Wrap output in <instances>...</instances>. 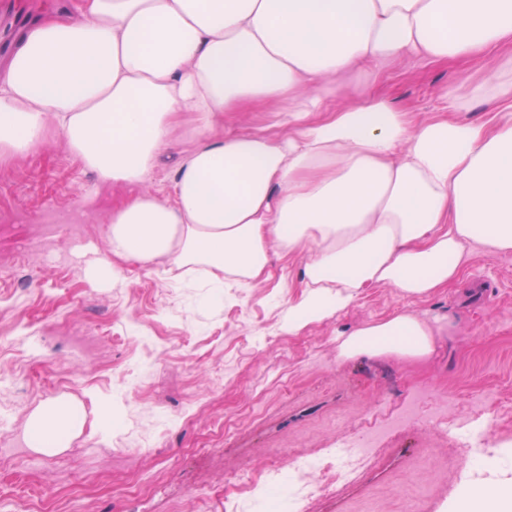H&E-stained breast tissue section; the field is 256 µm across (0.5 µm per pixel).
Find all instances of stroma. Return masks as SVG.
Segmentation results:
<instances>
[{"label": "stroma", "mask_w": 512, "mask_h": 512, "mask_svg": "<svg viewBox=\"0 0 512 512\" xmlns=\"http://www.w3.org/2000/svg\"><path fill=\"white\" fill-rule=\"evenodd\" d=\"M72 3L0 0V62L20 44L17 15L31 24ZM453 70L463 81L449 83ZM484 75L478 60L451 68L411 55L374 81L347 77L342 94L373 92L417 122L445 116L446 85L463 94ZM130 193L86 170L55 133L0 160V225L21 227L0 245V410L21 432L48 400L85 403L67 450L0 452V512H22L26 500L42 512H224L227 474L245 466L257 479L291 455H325L419 388L430 398L417 421L303 512H455L470 466L434 419L448 396L454 415L469 414L476 393L507 403L491 456L512 478V252L474 254L460 284L429 298L369 288L291 332L284 316L303 291L300 256L272 260L265 283L232 289L220 305L163 266L129 264L124 281L91 287L74 239L105 256L112 205ZM403 309L447 324L432 358H338L337 337ZM66 340L84 344L80 360L58 349ZM98 401L116 415L108 440L95 430ZM210 443L217 452L203 453Z\"/></svg>", "instance_id": "35a3bbf8"}]
</instances>
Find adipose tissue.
<instances>
[{
    "label": "adipose tissue",
    "instance_id": "ef3b65f1",
    "mask_svg": "<svg viewBox=\"0 0 512 512\" xmlns=\"http://www.w3.org/2000/svg\"><path fill=\"white\" fill-rule=\"evenodd\" d=\"M512 0H81L37 20L0 71V157L56 129L82 165L143 183L180 152L166 195L113 206L107 254L84 268L100 288L128 261L193 269L212 301L251 288L272 255H306L296 329L341 312L364 289L426 298L462 276L470 247L512 251ZM481 57L482 81L450 97L452 118L412 122L381 96L341 103L342 79H374L406 55ZM487 121L458 119L472 100ZM276 113L287 137L231 131L228 112ZM444 326L408 310L342 337L340 358L424 361ZM84 426L73 397L26 422L31 448L56 454ZM491 476L462 512H512V479Z\"/></svg>",
    "mask_w": 512,
    "mask_h": 512
}]
</instances>
